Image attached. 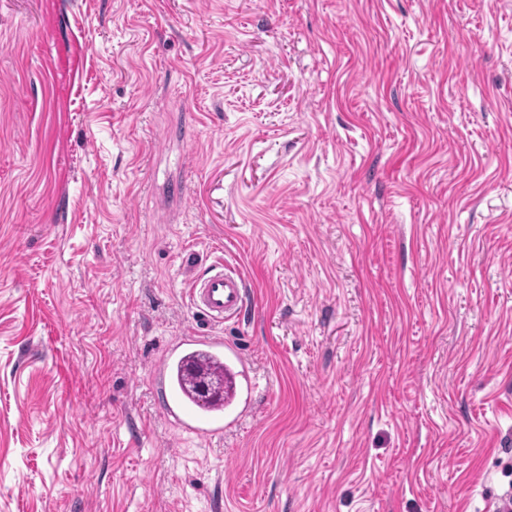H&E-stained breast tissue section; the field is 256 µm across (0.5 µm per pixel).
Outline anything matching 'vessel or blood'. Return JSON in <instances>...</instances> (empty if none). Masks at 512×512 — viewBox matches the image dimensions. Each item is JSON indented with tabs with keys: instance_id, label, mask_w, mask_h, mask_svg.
Masks as SVG:
<instances>
[{
	"instance_id": "b4317fda",
	"label": "vessel or blood",
	"mask_w": 512,
	"mask_h": 512,
	"mask_svg": "<svg viewBox=\"0 0 512 512\" xmlns=\"http://www.w3.org/2000/svg\"><path fill=\"white\" fill-rule=\"evenodd\" d=\"M246 296L247 289L243 278L220 262L196 278L190 289L193 308L213 324H221L239 316ZM188 350L219 359L236 354L235 349L225 345L223 337L192 332L172 345L168 356L179 362ZM163 415L169 422L202 438L215 439L224 434V410L219 406L200 410L192 400L179 394L175 396L172 404L164 408Z\"/></svg>"
}]
</instances>
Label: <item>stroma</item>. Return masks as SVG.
<instances>
[{"label": "stroma", "mask_w": 512, "mask_h": 512, "mask_svg": "<svg viewBox=\"0 0 512 512\" xmlns=\"http://www.w3.org/2000/svg\"><path fill=\"white\" fill-rule=\"evenodd\" d=\"M193 330L257 380L212 441ZM511 499L512 0H0V512ZM243 278L234 270L224 267V262L196 278L190 288L191 304L212 324L239 316L247 296ZM191 350L190 352H202L213 357L224 359V354L230 357L238 358V352L224 345L223 336L216 335H202L197 332H191L186 336H182L179 342L172 345L168 349V361L174 359L173 367L179 366L184 356L187 354L184 352ZM189 352V353H190ZM183 366L180 365V380L182 386L187 390L194 398L196 405L192 400L184 397L183 395H176L172 404H168L163 409L164 417L171 423H174L178 427L189 430L197 434L199 437L207 439L220 438L224 435V406H215L220 402L224 404V390L223 393L217 397L206 398L193 387L187 384L194 379L197 380L200 376L214 377L221 388L223 387V378L221 379L220 372L224 376L226 381V388L229 387L228 383H231L232 370L224 364L217 363L206 356L189 357L184 359ZM205 365V367H204ZM210 371V372H209ZM222 376V377H223ZM190 378V379H188ZM215 406L213 408H202V407ZM198 411L199 413L195 412Z\"/></svg>", "instance_id": "obj_1"}]
</instances>
